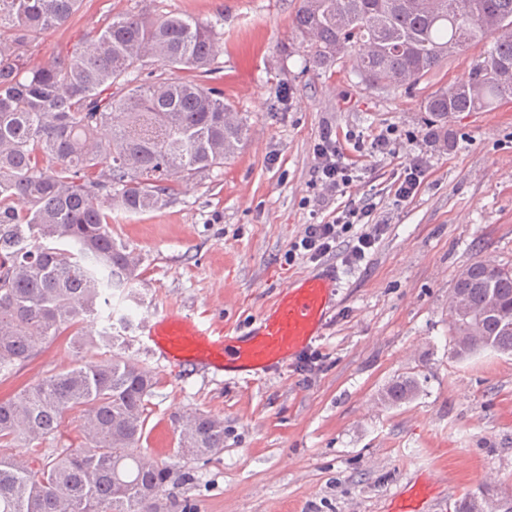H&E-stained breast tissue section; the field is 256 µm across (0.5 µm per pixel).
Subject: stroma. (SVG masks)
<instances>
[{
    "instance_id": "stroma-1",
    "label": "stroma",
    "mask_w": 512,
    "mask_h": 512,
    "mask_svg": "<svg viewBox=\"0 0 512 512\" xmlns=\"http://www.w3.org/2000/svg\"><path fill=\"white\" fill-rule=\"evenodd\" d=\"M299 0H83L61 27L39 38L31 61L60 58L115 14H183L215 24L224 97L245 117L248 139L209 178L183 185L160 209L126 216L112 235L142 257L136 300L122 308L141 325L165 309L237 333L298 275L331 273L340 288L321 338L260 376L177 370L148 358L159 384L142 445L156 461L184 463L193 484L177 491L191 512H387L395 493L428 471L447 485L426 512H455L458 500L496 475L512 492V354L454 356L448 294L478 259L512 267V98L489 112H459L447 136L423 104L467 80L478 56L445 62L412 91L366 88L350 69L303 63L292 33ZM336 135L355 180L324 194L313 179L314 147ZM389 134L392 155L360 140ZM422 156L425 183L410 201L394 196L401 164ZM386 225L359 263L351 237L330 255L287 262L306 224L350 203ZM64 339L42 344L0 398L61 371ZM411 376L416 396L390 405L387 387ZM196 411L223 419L224 450L186 460L170 417Z\"/></svg>"
}]
</instances>
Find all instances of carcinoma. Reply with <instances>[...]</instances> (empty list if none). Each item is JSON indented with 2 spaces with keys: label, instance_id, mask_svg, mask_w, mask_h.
<instances>
[{
  "label": "carcinoma",
  "instance_id": "1",
  "mask_svg": "<svg viewBox=\"0 0 512 512\" xmlns=\"http://www.w3.org/2000/svg\"><path fill=\"white\" fill-rule=\"evenodd\" d=\"M82 0H0V377L15 375L45 341L78 351L65 372L42 376L0 400V512H170V488L195 476L146 459L142 439L157 374L130 354L131 325L112 299L134 294L141 258L112 237V214L159 208L177 187L235 154L247 126L213 85L219 37L191 16L118 14L63 60L27 65L32 44L64 25ZM306 63L316 69L356 53L362 81L409 90L442 62L483 46L467 81L424 102L434 122L487 112L512 96L494 77L512 67V0H300L292 20ZM156 62L191 73L172 80L146 71ZM463 300L467 309L456 308ZM105 321L85 341L84 325ZM453 352L512 353V268L477 260L448 295ZM418 392L395 380L385 400ZM81 433L46 454L66 416ZM184 456L224 451V420L172 416ZM24 442L28 457L4 449ZM456 512H512V494L485 480Z\"/></svg>",
  "mask_w": 512,
  "mask_h": 512
}]
</instances>
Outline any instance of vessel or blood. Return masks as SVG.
<instances>
[{
	"label": "vessel or blood",
	"mask_w": 512,
	"mask_h": 512,
	"mask_svg": "<svg viewBox=\"0 0 512 512\" xmlns=\"http://www.w3.org/2000/svg\"><path fill=\"white\" fill-rule=\"evenodd\" d=\"M336 288L332 275L295 278L248 330L234 336L171 312L146 321L141 331L150 353L170 367L194 364L261 375L288 363L321 336Z\"/></svg>",
	"instance_id": "vessel-or-blood-1"
}]
</instances>
